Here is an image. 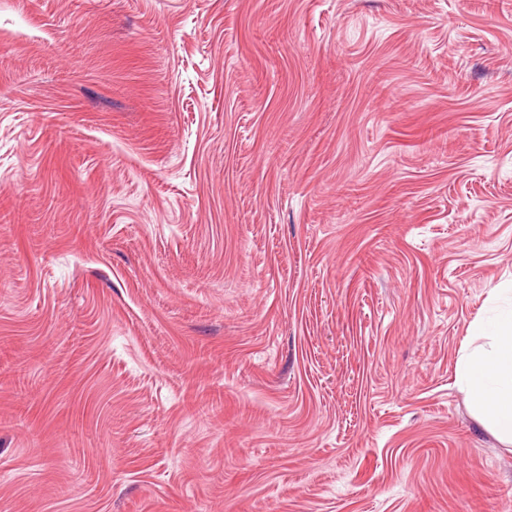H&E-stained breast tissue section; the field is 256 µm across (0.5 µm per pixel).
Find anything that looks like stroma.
<instances>
[{
  "label": "stroma",
  "mask_w": 512,
  "mask_h": 512,
  "mask_svg": "<svg viewBox=\"0 0 512 512\" xmlns=\"http://www.w3.org/2000/svg\"><path fill=\"white\" fill-rule=\"evenodd\" d=\"M511 281L512 0H0V512H512ZM456 363V381L473 412L512 446V286L495 288L486 317L471 325Z\"/></svg>",
  "instance_id": "35a3bbf8"
}]
</instances>
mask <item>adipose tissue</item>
I'll return each instance as SVG.
<instances>
[{"mask_svg":"<svg viewBox=\"0 0 512 512\" xmlns=\"http://www.w3.org/2000/svg\"><path fill=\"white\" fill-rule=\"evenodd\" d=\"M456 381L485 427L512 446V287L494 289L488 315L472 323Z\"/></svg>","mask_w":512,"mask_h":512,"instance_id":"obj_1","label":"adipose tissue"}]
</instances>
